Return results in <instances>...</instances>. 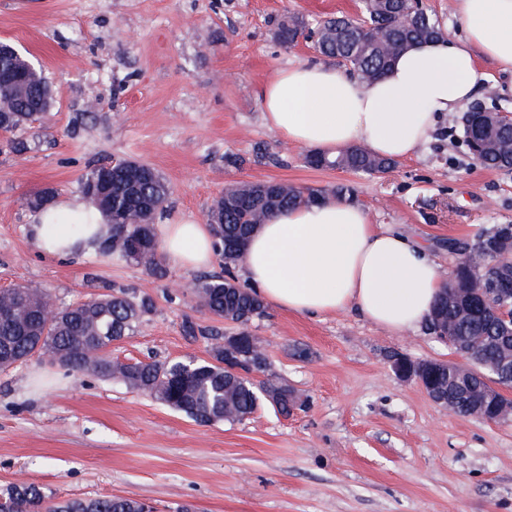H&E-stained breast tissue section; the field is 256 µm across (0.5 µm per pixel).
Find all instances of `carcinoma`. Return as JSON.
I'll return each instance as SVG.
<instances>
[{"label":"carcinoma","instance_id":"obj_1","mask_svg":"<svg viewBox=\"0 0 512 512\" xmlns=\"http://www.w3.org/2000/svg\"><path fill=\"white\" fill-rule=\"evenodd\" d=\"M407 0H361L360 15L321 20L315 29L323 32L317 51L346 67L348 74L363 81L377 79L395 57L409 45L443 37L437 18L421 8L415 23H403ZM382 31V41L370 42V29ZM306 24L296 16L282 19L275 31L284 45L295 44ZM25 58L8 44H0V77L20 69ZM25 86L0 82V131L14 134L42 121L51 109V88L42 72ZM494 149L484 150L482 166L505 170L512 165V134L507 128L490 133ZM316 167L338 168L355 173L383 175L394 162L377 157L358 146H350L333 158L322 157ZM122 175L113 180L103 195L94 187L112 171V163L90 166L82 174L79 191L88 203L86 210L102 213L112 224V235L99 253L145 267L164 276L153 232L157 212L167 202L171 187L154 168L137 160L118 163ZM350 202L354 190L336 184L322 189H304L277 181L237 182L217 197L208 211L215 249L224 260V273L204 274L189 287L196 306L211 317L247 325L261 317L265 307L252 288L239 283L233 269L244 259L246 245L256 227L271 215L290 207L310 204V198ZM492 271L472 263L461 266L455 284L481 288ZM154 304L147 295L131 296L124 290L107 292L73 305L59 306L44 288L20 285L0 290V369L37 356L76 372L115 379L145 393L192 420L208 425L247 418L256 408L257 392L282 391L274 408L283 415L300 410L305 403L286 395L290 387L264 383L258 387L224 369V335L201 328L192 318L183 321L185 335L211 340L210 359L190 363L180 360L124 363L104 355L114 340L132 334ZM443 319L471 349L475 359H491L496 353L503 326L485 316L467 315L456 303L448 304ZM235 365L246 369L264 360L261 341L252 335L240 337ZM431 391L448 388V366L437 365L431 373ZM0 502L10 512H145L147 503L133 497H99L57 502L33 484H14L0 493Z\"/></svg>","mask_w":512,"mask_h":512}]
</instances>
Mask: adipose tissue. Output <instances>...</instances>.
I'll list each match as a JSON object with an SVG mask.
<instances>
[{"label": "adipose tissue", "mask_w": 512, "mask_h": 512, "mask_svg": "<svg viewBox=\"0 0 512 512\" xmlns=\"http://www.w3.org/2000/svg\"><path fill=\"white\" fill-rule=\"evenodd\" d=\"M456 11L464 39L416 44L374 82L321 62L280 70L261 92L266 125L316 151L358 144L394 160L411 157L431 139L440 113L473 97L478 58L512 70V0H456ZM63 212L71 223H55ZM111 232L100 217L64 203L38 212L29 228L34 247L60 259L95 253ZM158 238L173 265L197 268L211 260L208 225L163 224ZM242 265L243 278L272 306L309 316L354 309L399 333L426 322L443 284L422 247L371 223L361 206L333 201L271 217L250 239Z\"/></svg>", "instance_id": "obj_1"}]
</instances>
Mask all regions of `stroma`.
<instances>
[{
    "label": "stroma",
    "mask_w": 512,
    "mask_h": 512,
    "mask_svg": "<svg viewBox=\"0 0 512 512\" xmlns=\"http://www.w3.org/2000/svg\"><path fill=\"white\" fill-rule=\"evenodd\" d=\"M359 12L360 0H0V42L33 60L53 95L21 135L26 150L0 132V289L36 283L63 305L105 285L150 295L153 311L106 349L126 363L209 359L208 339L184 335L188 317L234 333L194 307L198 270L172 265L158 280L97 253L64 261L32 249L23 197L80 202L81 174L102 161L136 159L169 182L160 224L205 223L237 181L348 184L372 223L419 243L444 273L457 259L449 242L512 224V172L465 151L461 112L379 177L310 167L305 147L265 124L263 86L321 59L310 40L279 43V20L312 27ZM479 71L473 103L512 112V72L484 59ZM251 332L269 361L263 381L295 389L305 410L285 417L263 400L243 421L204 426L41 358L0 371V490L29 482L58 499L134 497L156 512H512V422L448 414L389 367L393 351L456 361L427 327L392 333L352 310L270 306Z\"/></svg>",
    "instance_id": "35a3bbf8"
}]
</instances>
